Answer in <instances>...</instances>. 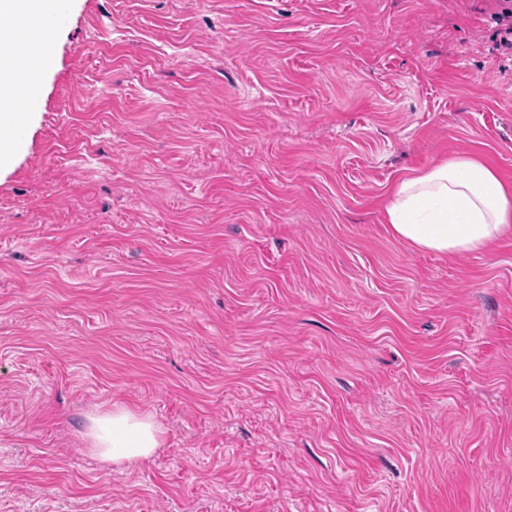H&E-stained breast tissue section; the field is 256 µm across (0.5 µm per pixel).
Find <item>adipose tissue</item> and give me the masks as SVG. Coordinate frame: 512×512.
<instances>
[{"label":"adipose tissue","mask_w":512,"mask_h":512,"mask_svg":"<svg viewBox=\"0 0 512 512\" xmlns=\"http://www.w3.org/2000/svg\"><path fill=\"white\" fill-rule=\"evenodd\" d=\"M30 17L38 26H22ZM57 18L51 0H0L1 109L19 96L39 98L40 78L56 62ZM384 211L393 234L415 248L476 252L512 231V184L486 163L457 157L402 177L388 192ZM85 435L102 463L118 467L150 458L162 445L151 417L123 408L90 417Z\"/></svg>","instance_id":"obj_1"}]
</instances>
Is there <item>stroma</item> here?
<instances>
[{"mask_svg": "<svg viewBox=\"0 0 512 512\" xmlns=\"http://www.w3.org/2000/svg\"><path fill=\"white\" fill-rule=\"evenodd\" d=\"M493 0H66L0 169V512H512V236L390 188L512 181ZM163 431L102 464L91 416ZM384 211L392 233L415 248L476 252L512 232V184L486 163L457 157L402 177Z\"/></svg>", "mask_w": 512, "mask_h": 512, "instance_id": "1", "label": "stroma"}]
</instances>
